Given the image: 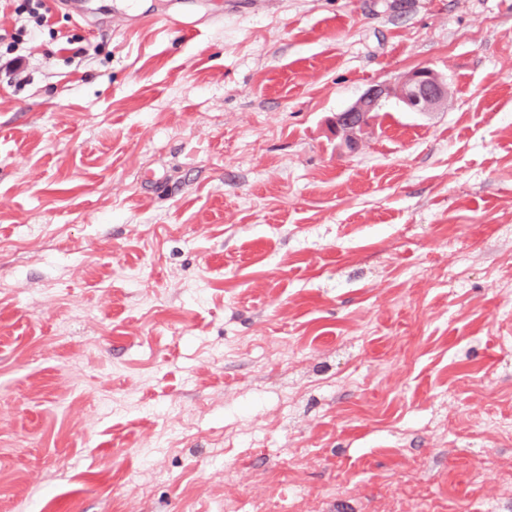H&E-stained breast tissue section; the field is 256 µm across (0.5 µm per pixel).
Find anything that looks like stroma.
Returning <instances> with one entry per match:
<instances>
[{"mask_svg":"<svg viewBox=\"0 0 512 512\" xmlns=\"http://www.w3.org/2000/svg\"><path fill=\"white\" fill-rule=\"evenodd\" d=\"M48 27L0 70V512H512V0ZM419 65L447 103L343 149ZM390 97L396 98L412 112H433L447 100L448 83L434 68L419 66L393 84H373L353 105L331 118L336 136L341 135L350 150L357 149L360 135L375 119L381 102Z\"/></svg>","mask_w":512,"mask_h":512,"instance_id":"1","label":"stroma"}]
</instances>
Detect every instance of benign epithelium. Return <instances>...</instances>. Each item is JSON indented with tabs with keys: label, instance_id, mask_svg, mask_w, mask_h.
Listing matches in <instances>:
<instances>
[{
	"label": "benign epithelium",
	"instance_id": "1",
	"mask_svg": "<svg viewBox=\"0 0 512 512\" xmlns=\"http://www.w3.org/2000/svg\"><path fill=\"white\" fill-rule=\"evenodd\" d=\"M393 97L410 111L428 113L439 109L447 100L445 77L430 66H419L405 73L393 84H373L349 108L336 113L331 124L345 145L355 150L360 135L375 119L381 102Z\"/></svg>",
	"mask_w": 512,
	"mask_h": 512
}]
</instances>
